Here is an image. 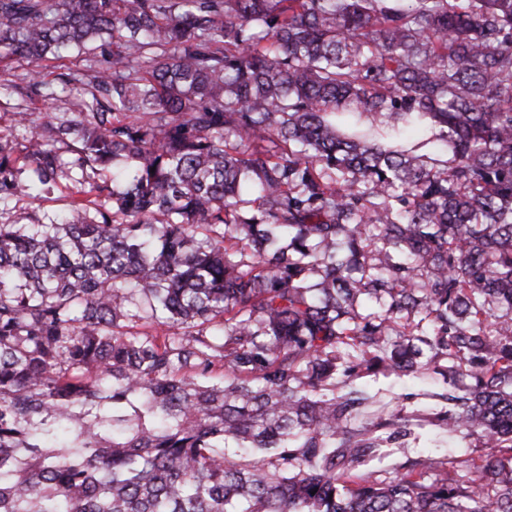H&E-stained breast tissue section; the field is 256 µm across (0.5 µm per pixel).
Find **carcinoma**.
<instances>
[{
	"mask_svg": "<svg viewBox=\"0 0 512 512\" xmlns=\"http://www.w3.org/2000/svg\"><path fill=\"white\" fill-rule=\"evenodd\" d=\"M0 52L83 61L0 136V211L79 184L0 222V512H512V0H0ZM72 191H76V188L73 186H70L69 188L59 187V190H56L53 194L48 195V198L40 201L30 199L23 195H19L15 197L11 203V207L15 206V208L12 211L21 213L31 212L35 210L39 212L40 215H42L43 213L52 214L57 209L63 206V204L66 201V196L70 195ZM13 212L10 213V215H3L2 220H7L8 217H11ZM367 381L375 390H379L383 395L388 396L391 392L398 391L403 393H418L421 386L416 382H411L406 378L401 380L394 377L383 378L380 376L378 380L372 381L369 378L363 379ZM382 450L386 455L380 463L373 461L363 467L364 471L373 472V477L378 479H384L389 476V472H392L394 468L405 461V458L399 453L397 448H382Z\"/></svg>",
	"mask_w": 512,
	"mask_h": 512,
	"instance_id": "1",
	"label": "carcinoma"
}]
</instances>
